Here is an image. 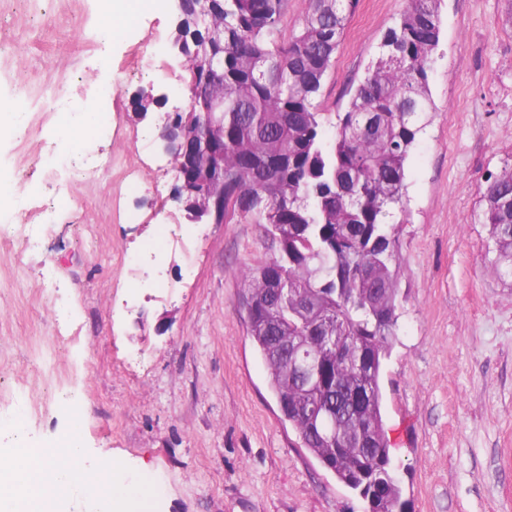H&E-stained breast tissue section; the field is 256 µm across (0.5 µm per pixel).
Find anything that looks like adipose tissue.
Segmentation results:
<instances>
[{
    "mask_svg": "<svg viewBox=\"0 0 512 512\" xmlns=\"http://www.w3.org/2000/svg\"><path fill=\"white\" fill-rule=\"evenodd\" d=\"M77 439L51 450L15 447L0 451V512H124L140 489L123 485L122 464L109 460L81 466Z\"/></svg>",
    "mask_w": 512,
    "mask_h": 512,
    "instance_id": "obj_1",
    "label": "adipose tissue"
}]
</instances>
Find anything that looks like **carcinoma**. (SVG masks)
Listing matches in <instances>:
<instances>
[{
	"instance_id": "1",
	"label": "carcinoma",
	"mask_w": 512,
	"mask_h": 512,
	"mask_svg": "<svg viewBox=\"0 0 512 512\" xmlns=\"http://www.w3.org/2000/svg\"><path fill=\"white\" fill-rule=\"evenodd\" d=\"M357 4L305 0L290 26L289 0H182L175 42L195 77L192 111H208L224 92V128L210 131L224 164V211L265 225L272 240L273 254L241 277L250 336L277 402L288 401L283 416L371 512H396L381 388L398 321L393 218L405 209V162L432 111L441 19L438 0H409L333 119L316 99ZM212 55L224 65L207 66ZM195 180L189 202L206 209L212 175L200 167ZM481 204L496 251L490 272L512 278V164L488 179ZM300 349L320 355L323 387L298 374ZM317 402L331 439L308 415Z\"/></svg>"
}]
</instances>
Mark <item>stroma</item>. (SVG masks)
Returning a JSON list of instances; mask_svg holds the SVG:
<instances>
[{
    "mask_svg": "<svg viewBox=\"0 0 512 512\" xmlns=\"http://www.w3.org/2000/svg\"><path fill=\"white\" fill-rule=\"evenodd\" d=\"M406 0H359L319 109L345 111ZM429 86L434 110L407 162L396 224L398 331L382 411L401 512H512V279L486 268L489 174L512 164V25L504 0H440ZM171 0L129 21L103 0H0V98H26L22 133L0 139V401L22 394L23 442L77 437L83 463L121 459L127 485L159 492L147 512H366L281 417L248 333L240 270L270 256L262 225L194 223L172 199L159 127L140 90L186 108ZM114 85L112 109L66 128L42 89ZM104 154L148 169L136 184L93 172ZM25 195L54 222L20 253ZM53 272L58 304L42 294ZM79 398V419L63 410Z\"/></svg>",
    "mask_w": 512,
    "mask_h": 512,
    "instance_id": "stroma-1",
    "label": "stroma"
}]
</instances>
